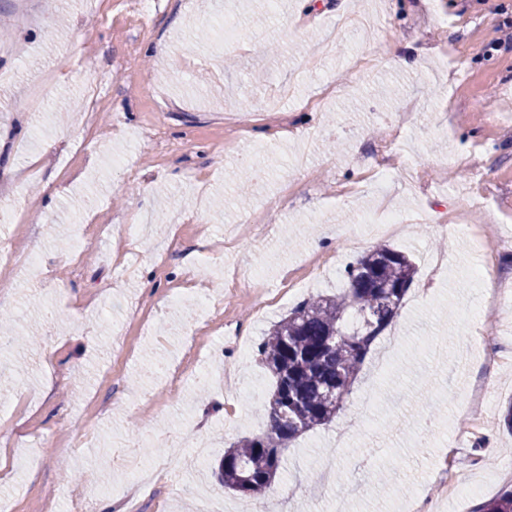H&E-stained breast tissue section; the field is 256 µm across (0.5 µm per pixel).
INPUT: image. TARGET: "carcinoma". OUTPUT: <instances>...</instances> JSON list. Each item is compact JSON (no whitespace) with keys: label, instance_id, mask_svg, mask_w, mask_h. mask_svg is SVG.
I'll list each match as a JSON object with an SVG mask.
<instances>
[{"label":"carcinoma","instance_id":"cac0c4a2","mask_svg":"<svg viewBox=\"0 0 512 512\" xmlns=\"http://www.w3.org/2000/svg\"><path fill=\"white\" fill-rule=\"evenodd\" d=\"M418 273L400 250L378 245L345 269L347 288L308 298L276 322L258 347L274 390L269 427L224 450L217 480L254 505L283 475L281 450L343 408L371 345L392 323ZM475 512H512V488Z\"/></svg>","mask_w":512,"mask_h":512}]
</instances>
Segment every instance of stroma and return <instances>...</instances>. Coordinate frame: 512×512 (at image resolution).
Masks as SVG:
<instances>
[{
    "label": "stroma",
    "instance_id": "stroma-1",
    "mask_svg": "<svg viewBox=\"0 0 512 512\" xmlns=\"http://www.w3.org/2000/svg\"><path fill=\"white\" fill-rule=\"evenodd\" d=\"M131 0H0V242L39 257L47 278L0 265V336L35 332L0 368V497L41 512L54 496L70 512L86 472L107 490L85 493L88 512L117 501L131 464L164 468L142 494L144 512H196L217 499L240 512L214 471L225 449L262 433L252 381L270 395L258 355L240 361L223 333L206 336L203 364L183 334L216 316L260 343L287 315L283 299L257 317L242 282L277 292L285 273H309L302 298L342 291L343 268L379 244L410 255L418 274L392 324L373 343L344 407L329 425L292 440L283 455L291 488L278 512H400L410 491L435 485L439 443L465 412L461 399L487 376L463 337V312L512 337V304L488 306L473 276L484 245L512 271V50L496 49L512 0H158L142 20ZM233 19L238 37L190 43L195 30ZM270 39L274 54L263 53ZM100 87L98 125L79 123L85 86ZM279 102L291 132L259 120ZM419 102L410 127L393 113ZM157 135L164 150L143 147ZM478 151L490 180L462 177L455 153ZM261 178L237 193V157ZM64 194L46 203V182ZM482 198L481 237L434 225ZM387 200L406 222L397 235L367 220ZM270 236L222 242L252 216ZM194 271L196 287L183 285ZM85 322L74 335L71 321ZM188 375L166 385V365ZM206 368L215 382L200 388ZM488 386L487 435L498 448L458 450L483 499L512 486L499 458L512 453L502 414L512 364ZM349 439L334 474L320 471L340 431ZM219 433L186 471L187 442ZM364 486L362 494L351 483Z\"/></svg>",
    "mask_w": 512,
    "mask_h": 512
}]
</instances>
